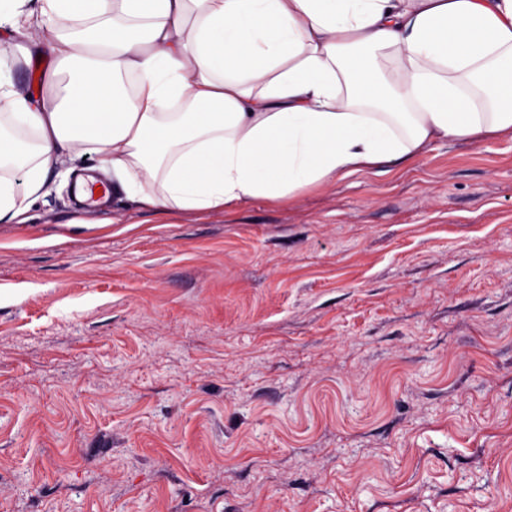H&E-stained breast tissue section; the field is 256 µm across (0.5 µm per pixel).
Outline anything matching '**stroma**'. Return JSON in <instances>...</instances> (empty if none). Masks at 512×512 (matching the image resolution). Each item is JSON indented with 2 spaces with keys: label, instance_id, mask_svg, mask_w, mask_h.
<instances>
[{
  "label": "stroma",
  "instance_id": "stroma-1",
  "mask_svg": "<svg viewBox=\"0 0 512 512\" xmlns=\"http://www.w3.org/2000/svg\"><path fill=\"white\" fill-rule=\"evenodd\" d=\"M0 512H512V138L0 224Z\"/></svg>",
  "mask_w": 512,
  "mask_h": 512
}]
</instances>
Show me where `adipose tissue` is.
Here are the masks:
<instances>
[{"label": "adipose tissue", "instance_id": "1", "mask_svg": "<svg viewBox=\"0 0 512 512\" xmlns=\"http://www.w3.org/2000/svg\"><path fill=\"white\" fill-rule=\"evenodd\" d=\"M0 0V223L84 157L160 213L512 135V0ZM49 56L51 100L14 79Z\"/></svg>", "mask_w": 512, "mask_h": 512}]
</instances>
